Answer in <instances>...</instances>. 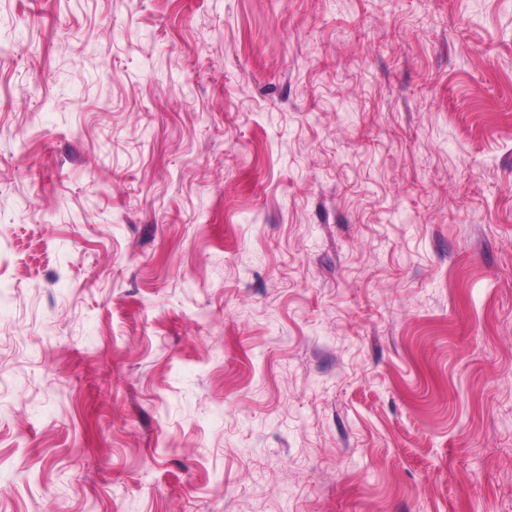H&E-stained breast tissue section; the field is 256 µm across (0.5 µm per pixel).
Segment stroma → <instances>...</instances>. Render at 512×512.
I'll return each mask as SVG.
<instances>
[{"instance_id":"stroma-1","label":"stroma","mask_w":512,"mask_h":512,"mask_svg":"<svg viewBox=\"0 0 512 512\" xmlns=\"http://www.w3.org/2000/svg\"><path fill=\"white\" fill-rule=\"evenodd\" d=\"M0 512H512V0H0Z\"/></svg>"}]
</instances>
